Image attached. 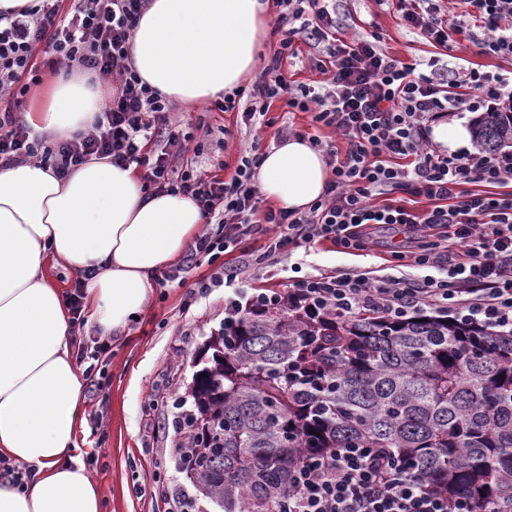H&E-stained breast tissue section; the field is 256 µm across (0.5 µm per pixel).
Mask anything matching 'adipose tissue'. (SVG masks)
<instances>
[{
	"label": "adipose tissue",
	"instance_id": "1",
	"mask_svg": "<svg viewBox=\"0 0 512 512\" xmlns=\"http://www.w3.org/2000/svg\"><path fill=\"white\" fill-rule=\"evenodd\" d=\"M262 0H151L132 39L140 78L173 102L203 103L240 86L269 31ZM104 106L88 76L48 78L27 122L59 138L90 130ZM330 178L321 152L291 138L264 153L261 193L307 210ZM205 219L189 197L148 193L135 166L93 159L65 177L33 163L0 165V454L35 469L0 482V512H102L99 487L75 455L85 420L84 371L71 357L72 323L52 268L96 270L89 317L102 333L146 306L155 273L177 260Z\"/></svg>",
	"mask_w": 512,
	"mask_h": 512
}]
</instances>
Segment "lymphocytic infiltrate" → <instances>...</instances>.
I'll return each mask as SVG.
<instances>
[{
    "mask_svg": "<svg viewBox=\"0 0 512 512\" xmlns=\"http://www.w3.org/2000/svg\"><path fill=\"white\" fill-rule=\"evenodd\" d=\"M149 0H41L0 14V162H35L59 175L91 158L136 166L145 191L191 197L216 232L196 239L191 256L217 258L260 235L271 259L315 240L345 250L367 248L373 229L400 225L424 233L410 255L412 272L370 276L355 270L290 280L287 290L252 287L240 266L222 267L228 316L291 305L355 316L375 311L406 317L416 309L451 312L493 329H512V148L448 153L433 146L428 120L438 112L512 110V79L475 67L447 71L439 57L406 63L381 46L380 36H336V0H273L285 36L240 109L247 131L267 126L274 101L308 112L336 129L346 150L328 149L332 176L309 211L260 212L253 180L260 156L242 153L230 178L203 167L202 143L173 119L174 103L145 84L129 59L137 20ZM405 29L436 47H449L465 24L492 56H512V0H396ZM326 44L309 65L324 80L296 86L284 65L295 36ZM111 77L112 93L92 129L54 140L38 136L16 109L40 66ZM411 187L429 206L377 205L389 189ZM426 269L423 277L414 276ZM288 512H471L466 499L448 501L405 473L398 459L370 448H339L295 469Z\"/></svg>",
    "mask_w": 512,
    "mask_h": 512,
    "instance_id": "obj_1",
    "label": "lymphocytic infiltrate"
}]
</instances>
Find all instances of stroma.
Instances as JSON below:
<instances>
[{"mask_svg": "<svg viewBox=\"0 0 512 512\" xmlns=\"http://www.w3.org/2000/svg\"><path fill=\"white\" fill-rule=\"evenodd\" d=\"M336 27L341 36L380 33L382 45L404 61L426 60L435 54L422 37L400 27L393 0H339ZM502 75L512 74V57L483 54L469 33L457 36L448 51L449 66L459 64ZM276 123H289L306 139L343 147L333 129L312 123L305 112H286L274 103L269 113ZM183 131L200 137V125L210 126L205 149L212 161L225 162L230 177L239 151L251 136L236 123V112L204 111L182 104L176 114ZM378 244L366 251L346 252L320 240L309 249H296L261 269L252 285L283 288L290 278L352 269L378 274L399 262L390 230L375 232ZM216 267L198 257L183 279L154 283L151 301L139 319L110 340L112 354L103 364V388L86 396V421L77 432L80 451L95 450L92 466L104 500L105 512H164L163 487L186 485L177 466L181 437L175 431L179 414L175 399L184 397L195 372L199 350L224 323V290L191 292L190 285L209 277Z\"/></svg>", "mask_w": 512, "mask_h": 512, "instance_id": "1", "label": "stroma"}]
</instances>
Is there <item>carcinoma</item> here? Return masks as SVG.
I'll use <instances>...</instances> for the list:
<instances>
[{
	"mask_svg": "<svg viewBox=\"0 0 512 512\" xmlns=\"http://www.w3.org/2000/svg\"><path fill=\"white\" fill-rule=\"evenodd\" d=\"M472 134L512 145V112L481 113ZM211 342L224 362L188 391L179 466L220 512H287L301 460L360 447L473 512H512V332L430 309L286 307L244 312Z\"/></svg>",
	"mask_w": 512,
	"mask_h": 512,
	"instance_id": "cac0c4a2",
	"label": "carcinoma"
}]
</instances>
